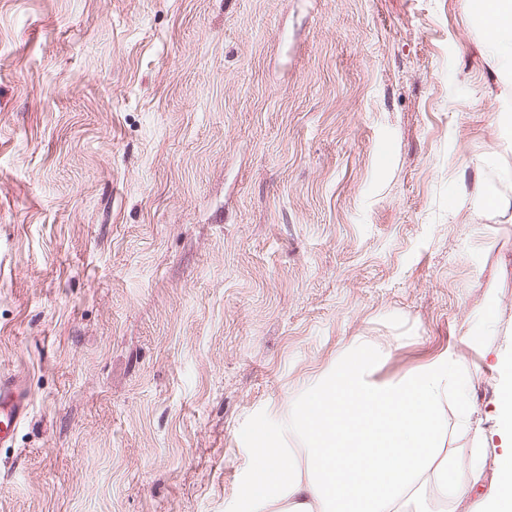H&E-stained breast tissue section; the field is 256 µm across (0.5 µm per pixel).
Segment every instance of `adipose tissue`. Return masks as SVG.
<instances>
[{"instance_id": "adipose-tissue-1", "label": "adipose tissue", "mask_w": 512, "mask_h": 512, "mask_svg": "<svg viewBox=\"0 0 512 512\" xmlns=\"http://www.w3.org/2000/svg\"><path fill=\"white\" fill-rule=\"evenodd\" d=\"M487 46L512 67V0H479ZM382 350L354 339L325 376L285 401L278 431L255 430L262 452L244 512H431L466 499V512H512V356H497L495 404L501 453L491 494L466 498L449 446L468 436L473 480L489 442L469 398L461 360L444 353L395 380L376 377ZM296 447H287V440Z\"/></svg>"}]
</instances>
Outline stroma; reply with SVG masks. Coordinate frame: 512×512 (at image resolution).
<instances>
[{"label":"stroma","instance_id":"obj_1","mask_svg":"<svg viewBox=\"0 0 512 512\" xmlns=\"http://www.w3.org/2000/svg\"><path fill=\"white\" fill-rule=\"evenodd\" d=\"M359 336L382 379L456 353L496 439L512 70L471 0H0V512H239ZM29 406V392L22 379L14 375H0V444L11 441L25 418Z\"/></svg>","mask_w":512,"mask_h":512}]
</instances>
